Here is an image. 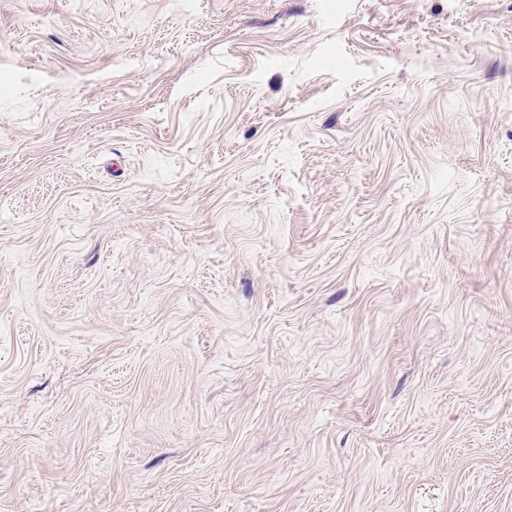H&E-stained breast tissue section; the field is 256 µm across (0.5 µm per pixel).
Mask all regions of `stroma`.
Segmentation results:
<instances>
[{
  "label": "stroma",
  "mask_w": 512,
  "mask_h": 512,
  "mask_svg": "<svg viewBox=\"0 0 512 512\" xmlns=\"http://www.w3.org/2000/svg\"><path fill=\"white\" fill-rule=\"evenodd\" d=\"M0 512H512V0H0Z\"/></svg>",
  "instance_id": "35a3bbf8"
}]
</instances>
